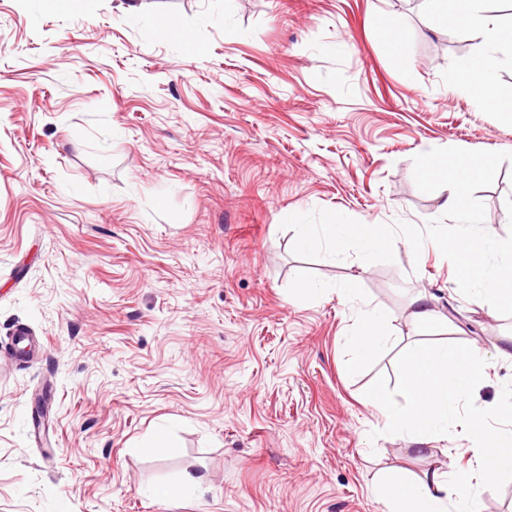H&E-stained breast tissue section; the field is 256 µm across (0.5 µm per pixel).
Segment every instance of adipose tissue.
<instances>
[{
  "mask_svg": "<svg viewBox=\"0 0 512 512\" xmlns=\"http://www.w3.org/2000/svg\"><path fill=\"white\" fill-rule=\"evenodd\" d=\"M432 15L446 30L466 25L477 37L487 40L489 49L467 66L466 77L485 91V105L512 124V106L506 107L492 96L493 78L500 60L495 44L499 32L494 19L478 8L476 0H427ZM359 331L352 338L356 359H364L390 339V319L380 306L359 312ZM472 475L467 469L437 468L424 477L411 479L394 475L378 488L379 495L394 507L393 512H477L472 493Z\"/></svg>",
  "mask_w": 512,
  "mask_h": 512,
  "instance_id": "adipose-tissue-1",
  "label": "adipose tissue"
}]
</instances>
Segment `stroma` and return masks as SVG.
I'll return each mask as SVG.
<instances>
[{
	"instance_id": "stroma-1",
	"label": "stroma",
	"mask_w": 512,
	"mask_h": 512,
	"mask_svg": "<svg viewBox=\"0 0 512 512\" xmlns=\"http://www.w3.org/2000/svg\"><path fill=\"white\" fill-rule=\"evenodd\" d=\"M141 2L0 0V512H388L383 478L467 467L461 431L412 452L365 392L447 341L485 353L474 402L493 407L512 316L464 297L432 249L306 260L281 222L422 228L448 191L418 190L414 156L512 152V125L449 85L481 39L425 0ZM482 6L512 102V0ZM168 19L186 39L155 35ZM511 195L508 162L475 193L502 237ZM347 286L393 326L361 362ZM420 294L433 325L412 318ZM187 472L200 489L180 491Z\"/></svg>"
}]
</instances>
